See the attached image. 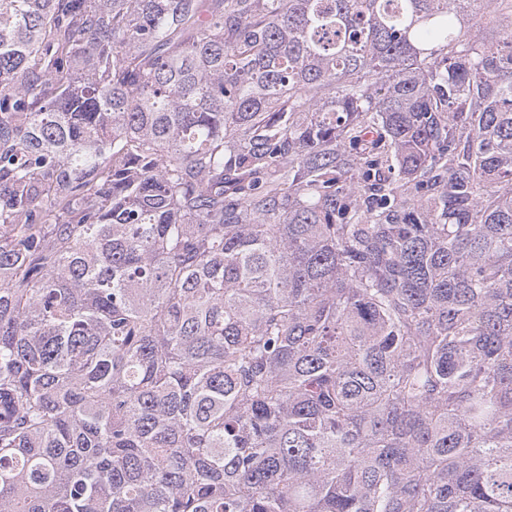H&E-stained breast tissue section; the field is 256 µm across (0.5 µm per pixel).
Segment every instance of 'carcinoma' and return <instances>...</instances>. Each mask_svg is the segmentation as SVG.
Returning a JSON list of instances; mask_svg holds the SVG:
<instances>
[{
  "label": "carcinoma",
  "instance_id": "carcinoma-1",
  "mask_svg": "<svg viewBox=\"0 0 512 512\" xmlns=\"http://www.w3.org/2000/svg\"><path fill=\"white\" fill-rule=\"evenodd\" d=\"M0 512H512V0H0Z\"/></svg>",
  "mask_w": 512,
  "mask_h": 512
}]
</instances>
